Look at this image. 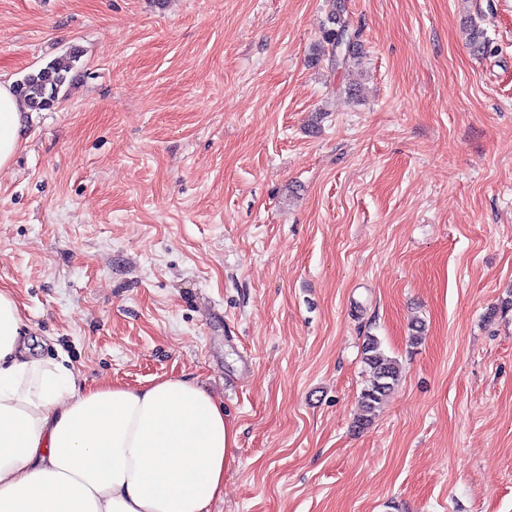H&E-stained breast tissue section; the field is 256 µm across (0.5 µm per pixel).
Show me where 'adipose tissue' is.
<instances>
[{"label":"adipose tissue","mask_w":512,"mask_h":512,"mask_svg":"<svg viewBox=\"0 0 512 512\" xmlns=\"http://www.w3.org/2000/svg\"><path fill=\"white\" fill-rule=\"evenodd\" d=\"M0 83V169L28 129ZM15 296L0 290V512H211L239 430L203 387L87 383L64 362L26 357Z\"/></svg>","instance_id":"adipose-tissue-1"}]
</instances>
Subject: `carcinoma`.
Returning a JSON list of instances; mask_svg holds the SVG:
<instances>
[{"instance_id": "carcinoma-1", "label": "carcinoma", "mask_w": 512, "mask_h": 512, "mask_svg": "<svg viewBox=\"0 0 512 512\" xmlns=\"http://www.w3.org/2000/svg\"><path fill=\"white\" fill-rule=\"evenodd\" d=\"M327 3V25L321 31L317 54L329 56L332 63L345 70L355 68L362 59L360 32L345 16L344 0H327ZM77 60L78 55L73 52L56 58L38 72L26 75L16 84V92L32 111L51 109L58 103L61 89L72 80ZM363 359L369 379L358 399L362 414L357 417V423L361 427L371 422V415L401 379L398 361L381 350L377 337L366 338Z\"/></svg>"}]
</instances>
